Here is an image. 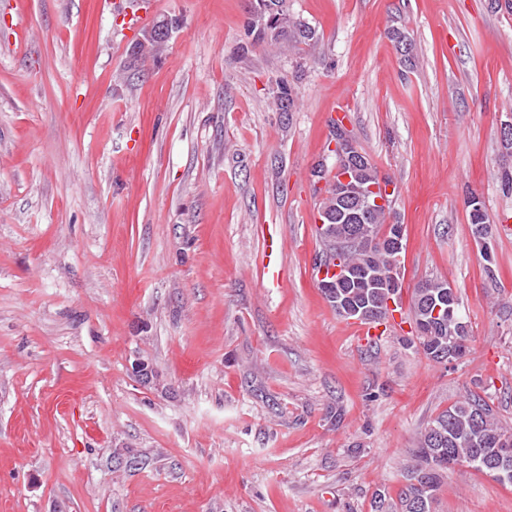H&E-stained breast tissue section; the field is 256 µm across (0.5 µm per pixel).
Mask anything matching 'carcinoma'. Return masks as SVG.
Segmentation results:
<instances>
[{
  "label": "carcinoma",
  "instance_id": "carcinoma-1",
  "mask_svg": "<svg viewBox=\"0 0 512 512\" xmlns=\"http://www.w3.org/2000/svg\"><path fill=\"white\" fill-rule=\"evenodd\" d=\"M253 44L269 48H299L313 45L319 40L316 28L290 12L288 0H252L247 22ZM166 39L142 34V40L131 50L136 61L149 58V51L157 50ZM280 95L274 97L276 109L286 105L295 109L297 98L288 85H278ZM349 175V181L341 180ZM312 175L326 182L318 190L323 195L319 217L322 220L320 235L328 246L326 257L336 255V244L349 243L354 236L373 240L386 232L390 202L381 205L375 199L383 197L376 168L369 157L350 164L338 156L333 161L324 158L312 170ZM469 219L473 234L484 236L491 229L490 218L482 202L469 201ZM343 263L355 273L369 271L373 288L359 283L344 282L339 291L362 304L384 292L383 286L391 280L394 257L384 247L371 249L349 247L341 253ZM448 282L429 279L414 289L411 315L415 324L427 322L425 332L417 336L424 355L443 363L440 352L448 345L456 349L461 358L469 341V330L463 326L459 297H454L452 312L439 319L430 318L429 308L445 296ZM512 430L503 426L488 402L479 395H466L431 419L420 436L416 450L417 465L405 476L406 484L399 493L400 512H433L436 493L452 457L480 472H488L486 464L498 459L494 442Z\"/></svg>",
  "mask_w": 512,
  "mask_h": 512
}]
</instances>
